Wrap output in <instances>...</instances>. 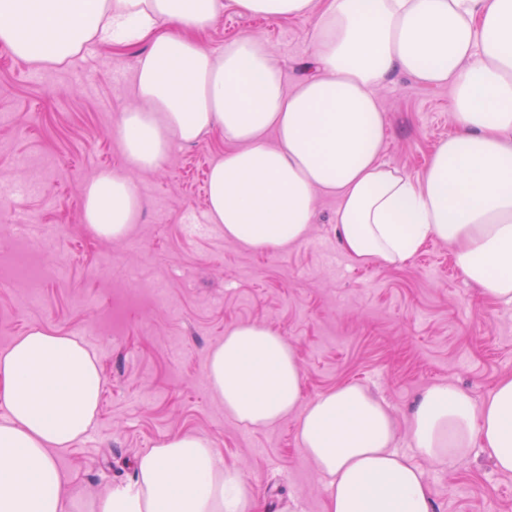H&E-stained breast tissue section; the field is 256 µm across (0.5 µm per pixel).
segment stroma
I'll return each mask as SVG.
<instances>
[{
    "mask_svg": "<svg viewBox=\"0 0 512 512\" xmlns=\"http://www.w3.org/2000/svg\"><path fill=\"white\" fill-rule=\"evenodd\" d=\"M313 22L267 21L225 8L204 35L214 49L252 35L287 88L307 75ZM147 42L97 46L74 62L33 67L0 45V351L29 327L81 339L103 376L89 431L57 452L71 476L69 512L133 483L137 457L178 432L213 443L249 484V512H325V480L303 453L296 418L253 429L208 391L206 358L225 330L260 324L285 335L304 399L357 383L406 419L426 388L451 382L475 402L512 376V303L482 298L442 242L407 264L359 265L336 236L337 199L318 195L306 239L260 252L225 239L207 216L205 183L228 145L216 133L175 145L155 169L131 168L113 128L134 103L133 66ZM388 127L383 160L421 178L456 131L448 85L405 74L378 91ZM128 173L143 199L128 236L108 242L82 222L86 184ZM436 512H512V473L482 448L420 460Z\"/></svg>",
    "mask_w": 512,
    "mask_h": 512,
    "instance_id": "1",
    "label": "stroma"
}]
</instances>
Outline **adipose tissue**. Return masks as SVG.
Instances as JSON below:
<instances>
[{"label": "adipose tissue", "instance_id": "adipose-tissue-1", "mask_svg": "<svg viewBox=\"0 0 512 512\" xmlns=\"http://www.w3.org/2000/svg\"><path fill=\"white\" fill-rule=\"evenodd\" d=\"M277 21L315 16L313 76L287 89L269 50L246 35L217 51L201 42L225 4ZM0 0V44L33 64H61L85 45L148 42L120 142L136 169L173 143L219 131L231 150L210 168L207 214L226 239L257 250L302 241L317 193L336 195V233L358 264L398 266L427 241L447 243L463 278L512 302V0ZM394 73L453 90L457 132L416 179L382 158L376 91ZM275 132V143L265 135ZM142 203L127 175L86 186L83 221L114 241ZM295 351L276 331L228 328L207 355L206 382L238 423L297 417L303 452L325 478L326 512H435L416 457L461 460L480 447L512 473V376L475 403L451 383L414 402L411 453L364 387L303 401ZM101 370L76 338L38 326L0 351V512H65L70 478L53 454L91 427ZM133 484L90 512H242L247 485L204 436L175 434L141 454Z\"/></svg>", "mask_w": 512, "mask_h": 512}]
</instances>
